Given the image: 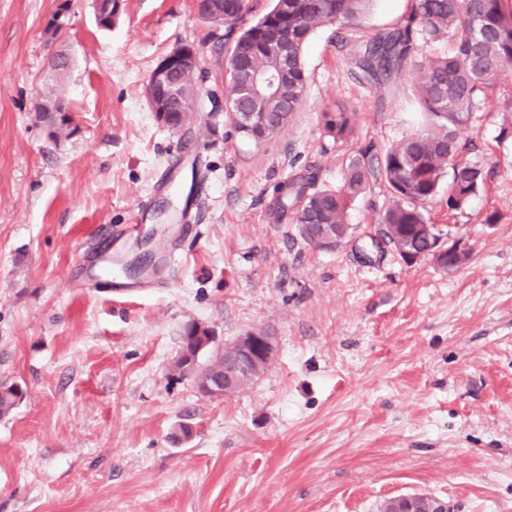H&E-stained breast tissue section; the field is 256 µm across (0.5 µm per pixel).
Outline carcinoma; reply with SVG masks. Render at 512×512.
<instances>
[{
    "instance_id": "obj_1",
    "label": "carcinoma",
    "mask_w": 512,
    "mask_h": 512,
    "mask_svg": "<svg viewBox=\"0 0 512 512\" xmlns=\"http://www.w3.org/2000/svg\"><path fill=\"white\" fill-rule=\"evenodd\" d=\"M372 0H273L271 8L249 25L247 0H224L225 54L224 103L245 104L244 75L270 72L276 60L267 45L288 38V77L275 84L276 99L264 112L265 122L249 129L235 128L244 139L261 144L280 132L281 113L297 112L305 100L307 75L303 50L310 36L327 25L341 29L363 18ZM451 37L453 49L444 56L420 53L422 44ZM362 68L380 81H389L405 69L415 73L416 96L424 126L401 138L372 166L361 152L350 159L338 188H316L302 176L285 180L288 191L274 197L270 215L275 223L297 225L309 244L323 232L340 240L345 235L349 204L364 193L379 175L391 198L380 214L381 233L392 253L426 257L434 244L404 230L407 224L430 222L425 206L448 180V215H456L481 190L488 177L481 163L463 157L460 132L476 118L486 92L512 72V0H412L403 26L378 33L363 44ZM200 95L196 70L178 73L176 95L155 100L166 126L181 131L194 117ZM58 99L48 98L38 107L37 119L57 138L66 133L73 116L55 111ZM356 113L336 107L323 112L324 129L335 141L350 138ZM23 399L16 384L0 386V418L8 416Z\"/></svg>"
}]
</instances>
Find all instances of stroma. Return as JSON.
I'll use <instances>...</instances> for the list:
<instances>
[{"label":"stroma","instance_id":"obj_1","mask_svg":"<svg viewBox=\"0 0 512 512\" xmlns=\"http://www.w3.org/2000/svg\"><path fill=\"white\" fill-rule=\"evenodd\" d=\"M410 7L375 0L344 34L318 29L304 103L257 145L224 118V29L195 0H123L108 29L92 0H0V383L25 393L0 419V512H378L411 494L512 512V75L463 134L491 178L457 220L447 189L427 206L468 246L460 267L381 251L379 177L334 248L269 215L279 182L339 187L354 151L420 128L412 74L371 84L351 51ZM186 43L200 105L174 132L145 87ZM56 96L73 123L54 140L36 105ZM338 105L356 115L345 145L323 132ZM172 169L179 188L161 191ZM143 239L156 264L131 289L83 284L88 257L127 261ZM191 321L221 343L272 330L275 356L209 399L173 370ZM181 423L194 434L177 442Z\"/></svg>","mask_w":512,"mask_h":512}]
</instances>
